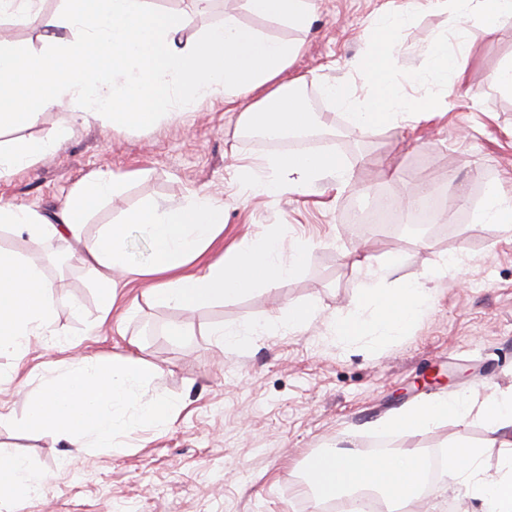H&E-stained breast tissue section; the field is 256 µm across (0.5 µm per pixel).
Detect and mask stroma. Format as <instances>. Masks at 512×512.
<instances>
[{
  "instance_id": "stroma-1",
  "label": "stroma",
  "mask_w": 512,
  "mask_h": 512,
  "mask_svg": "<svg viewBox=\"0 0 512 512\" xmlns=\"http://www.w3.org/2000/svg\"><path fill=\"white\" fill-rule=\"evenodd\" d=\"M315 21L306 31L260 18L240 0H213L200 12L190 0H153L159 14L177 18L182 42L193 43L226 10L265 33L300 42L287 79L318 118L337 135L344 177L329 174L303 192L273 197L246 191L238 160L278 153L252 139L223 99L207 98L157 125L128 128L84 121L78 110L46 111L33 123L0 129V148L17 138L50 140L62 122L72 132L33 165L0 178V199L50 216L87 174L124 175L118 191L94 206L77 237L65 247L28 233L0 230V246L37 265L52 287L54 333L32 339L23 357L0 356V403L23 418L42 383L68 370L77 357L134 355L159 374L143 400H178L169 428L123 437L122 447L85 449L62 465L65 442L0 425V453L27 457L47 477L32 512H320L309 495L306 463L321 448L344 440L369 446L373 422L426 398L465 391L483 398L512 385V238L496 224H480V185L512 198V95L493 83L512 62V21L494 32L472 24L458 28L434 0H314ZM407 11L390 77L412 110L409 121L363 131L322 97L324 82L343 81L357 99L369 85L357 65L369 46L376 18ZM463 71L441 85L412 80L440 35ZM439 110L428 114L425 104ZM443 199L431 224H353L379 189L403 196L419 184ZM206 190L224 202V232L209 248L216 255L247 240L277 235L284 245L306 248L296 275L277 287L202 307L169 308L141 299L142 284L120 289L109 319H102L94 277L82 260L103 225L121 221L144 204L176 208ZM369 246L373 255L399 251L398 278L430 288L426 314L407 332L382 344L342 340L330 321L356 308L359 275L350 253ZM464 253L461 279L436 277L450 255ZM313 304L316 314L299 330L275 323L286 304ZM265 324L263 335L217 346L218 325ZM179 326L183 335H171ZM477 423L444 426L418 443L440 455L446 444L484 443ZM464 488L431 485L414 512H479Z\"/></svg>"
}]
</instances>
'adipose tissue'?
<instances>
[{
    "label": "adipose tissue",
    "mask_w": 512,
    "mask_h": 512,
    "mask_svg": "<svg viewBox=\"0 0 512 512\" xmlns=\"http://www.w3.org/2000/svg\"><path fill=\"white\" fill-rule=\"evenodd\" d=\"M22 4V17L36 18L44 48L30 51L0 43V127L35 122L47 110L77 106L84 119L112 120L139 128L158 123L175 104L223 98L239 109V122L282 138L309 129L313 114L283 74L301 50L300 43L269 37L243 24L237 15L204 32L195 43L181 44L176 21L161 17L150 0H68L65 18L40 15L37 0H0V12ZM459 24L475 23L494 31L512 17V0H438ZM260 17L297 28L313 20L312 0H244ZM402 13L382 15L361 63L370 79L364 100L354 99L336 83L323 85V96L349 111L352 127L364 130L396 122L407 102L390 76L396 47L395 31L404 25ZM461 69L448 54V38L440 36L428 53L426 68L415 82H447ZM335 154H281L242 166L241 181L255 195L304 190L324 174L341 173ZM120 176L96 171L65 198L56 219L11 203H0V225L51 241L68 242L84 223L86 211L111 196ZM147 239L150 253L133 263L127 251L131 230ZM224 230V204L207 192L194 193L182 207L162 210L145 206L109 224L88 249L87 262L103 316H110L124 278L145 282L142 297L155 303L189 308L233 299L260 288H272L301 266L305 251L284 247L271 236L260 244L242 241L234 250L201 262L200 257ZM360 313H338L331 321L341 339L371 337L377 342L404 335L430 306V291L422 285L395 280L402 255H363L356 261ZM52 289L41 270L12 251L0 249V355L23 356L31 337L52 335ZM479 421L486 445H449L440 481L445 488L464 486L468 496L483 502L488 512H512V386L478 400L464 392L428 399L376 422L378 432L427 435L438 427ZM498 449L495 470L483 465L485 448ZM426 460L419 448H401L382 458L359 450L324 451L309 464V484L315 498L345 499V512H364L359 494L369 490L385 503L410 505L425 491ZM46 477L22 456H0V495L14 500L44 492Z\"/></svg>",
    "instance_id": "adipose-tissue-1"
}]
</instances>
